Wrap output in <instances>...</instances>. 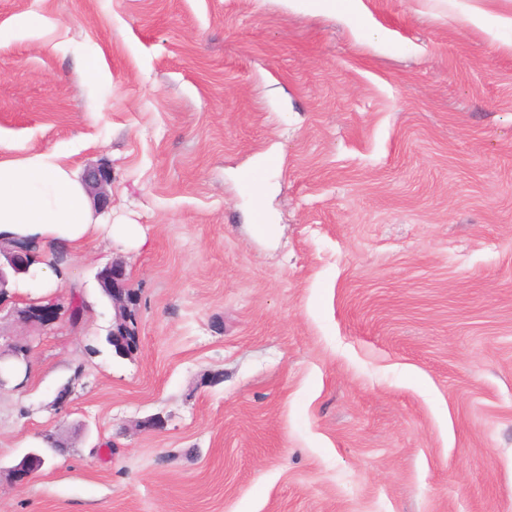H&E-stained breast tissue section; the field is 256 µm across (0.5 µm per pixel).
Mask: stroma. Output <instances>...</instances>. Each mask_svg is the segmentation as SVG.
Returning <instances> with one entry per match:
<instances>
[{
  "label": "stroma",
  "mask_w": 512,
  "mask_h": 512,
  "mask_svg": "<svg viewBox=\"0 0 512 512\" xmlns=\"http://www.w3.org/2000/svg\"><path fill=\"white\" fill-rule=\"evenodd\" d=\"M485 5L0 0V157L110 167L114 224L12 297L93 309L0 389V465L68 443L0 512H512V31ZM114 259L128 358L100 343ZM95 280L100 291L108 297L112 306V336L109 340H106V343L112 348V337H116L120 340L118 348L115 350L116 356L121 358L132 356L139 349L140 336L136 321L137 316L133 313L132 304L126 294L128 278L125 263L113 260L97 271ZM132 318L136 321L137 325L133 335L136 336V345L132 344L130 349L121 336H129L128 332L133 334L130 326Z\"/></svg>",
  "instance_id": "35a3bbf8"
}]
</instances>
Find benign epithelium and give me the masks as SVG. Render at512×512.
<instances>
[{"instance_id": "obj_1", "label": "benign epithelium", "mask_w": 512, "mask_h": 512, "mask_svg": "<svg viewBox=\"0 0 512 512\" xmlns=\"http://www.w3.org/2000/svg\"><path fill=\"white\" fill-rule=\"evenodd\" d=\"M84 183L87 192L93 196L94 204L100 209L107 207L110 202L108 187L111 185L109 169L102 165L86 169ZM34 262L35 253L25 243L0 240V313H5V318L21 329L44 330L55 324H73L71 305L56 297L38 302L32 301L29 305L22 307L15 304L7 310L4 309L1 301L8 296L10 282L27 273ZM95 280L112 306V336L119 339L115 354L121 358L131 356L139 349V345L134 344L129 348L121 340V337L132 331L130 322L135 317L132 304L126 294L128 278L125 263L115 260L106 264L97 271ZM30 367L29 345L13 340L0 343V388L4 387L20 370L28 371ZM58 447L60 443L49 434L46 445L26 452L11 467L4 471L0 469V474L6 473V477L14 485L24 486L29 483L36 470L44 464L45 458L55 455V449Z\"/></svg>"}]
</instances>
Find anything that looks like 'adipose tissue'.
<instances>
[{"instance_id":"adipose-tissue-1","label":"adipose tissue","mask_w":512,"mask_h":512,"mask_svg":"<svg viewBox=\"0 0 512 512\" xmlns=\"http://www.w3.org/2000/svg\"><path fill=\"white\" fill-rule=\"evenodd\" d=\"M111 228V214L94 212L80 170L59 154L0 159V236L76 250Z\"/></svg>"}]
</instances>
